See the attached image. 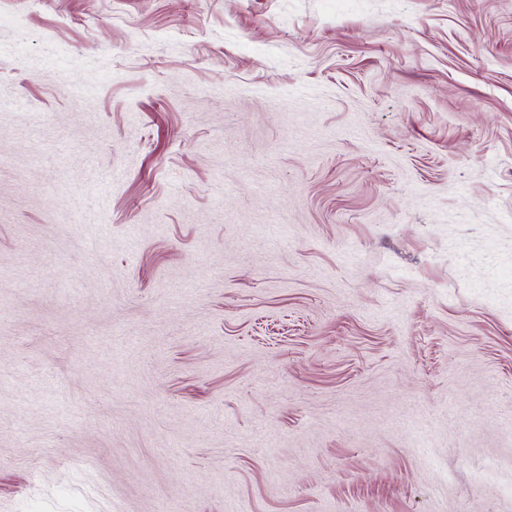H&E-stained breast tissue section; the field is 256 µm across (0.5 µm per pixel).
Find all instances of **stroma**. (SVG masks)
I'll return each instance as SVG.
<instances>
[{
  "instance_id": "35a3bbf8",
  "label": "stroma",
  "mask_w": 512,
  "mask_h": 512,
  "mask_svg": "<svg viewBox=\"0 0 512 512\" xmlns=\"http://www.w3.org/2000/svg\"><path fill=\"white\" fill-rule=\"evenodd\" d=\"M512 512V0H0V512Z\"/></svg>"
}]
</instances>
